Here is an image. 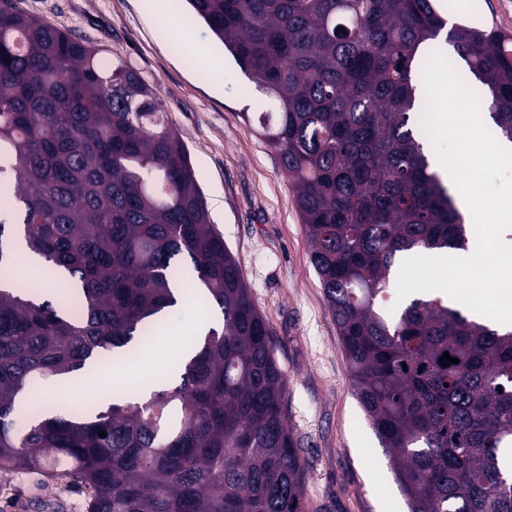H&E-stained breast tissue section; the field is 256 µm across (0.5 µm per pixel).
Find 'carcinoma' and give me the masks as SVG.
I'll list each match as a JSON object with an SVG mask.
<instances>
[{"label":"carcinoma","instance_id":"cac0c4a2","mask_svg":"<svg viewBox=\"0 0 512 512\" xmlns=\"http://www.w3.org/2000/svg\"><path fill=\"white\" fill-rule=\"evenodd\" d=\"M187 2L269 100L259 134L293 180L355 395L410 512H512V330L439 297L382 309L406 254L467 241L418 123V51L444 37L510 143L512 39L450 27L433 0ZM22 240L74 290L58 307L0 290L1 472L67 479L86 512H306L271 326L152 86L0 0V282ZM179 259L222 322L178 384L143 403L29 406L36 386L150 348ZM446 352L459 363L442 366Z\"/></svg>","mask_w":512,"mask_h":512}]
</instances>
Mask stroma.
Returning a JSON list of instances; mask_svg holds the SVG:
<instances>
[{
    "instance_id": "stroma-1",
    "label": "stroma",
    "mask_w": 512,
    "mask_h": 512,
    "mask_svg": "<svg viewBox=\"0 0 512 512\" xmlns=\"http://www.w3.org/2000/svg\"><path fill=\"white\" fill-rule=\"evenodd\" d=\"M28 13L129 63L150 83L187 146L211 222L239 260L273 331L287 379L285 412L304 450L311 512H408L389 457L358 404L336 323L310 261L291 180L258 134L263 95L232 57L214 72L184 42L220 49L203 24L185 26L186 0L154 17L150 0H20ZM56 497L85 512L86 495L33 470L0 473V512Z\"/></svg>"
}]
</instances>
